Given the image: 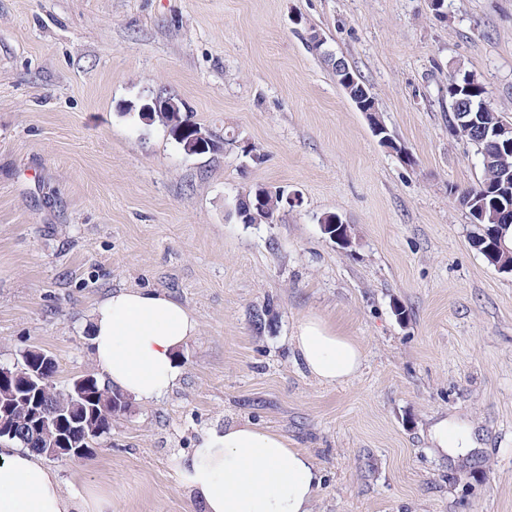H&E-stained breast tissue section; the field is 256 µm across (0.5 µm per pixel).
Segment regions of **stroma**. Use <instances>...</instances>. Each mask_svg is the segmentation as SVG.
<instances>
[{"label":"stroma","mask_w":512,"mask_h":512,"mask_svg":"<svg viewBox=\"0 0 512 512\" xmlns=\"http://www.w3.org/2000/svg\"><path fill=\"white\" fill-rule=\"evenodd\" d=\"M456 66L512 119V0H0V366L40 349L57 386L100 375L92 313L117 288L168 293L199 322L169 393L130 400L92 457L50 460L67 491L191 512L179 456L251 420L312 455L314 512H512V273L474 248L458 201L483 166L448 130ZM158 94L210 149L144 124ZM259 187L301 204L239 223ZM329 214L351 247L323 233ZM312 314L359 344L349 382L297 362ZM442 420L475 448L435 454ZM337 62L338 73L340 74L339 86L345 95L359 112H363L370 124L373 135L378 138L379 142L384 146L396 148L397 146L388 134L385 124L380 119L379 109L376 100L370 93V88L359 82L348 65L342 62V58L337 59ZM321 227L325 234L333 239L342 247H350L352 245V233L349 224H345L339 216L336 215L334 221H328L326 218L321 220ZM339 227L337 230L336 228Z\"/></svg>","instance_id":"35a3bbf8"}]
</instances>
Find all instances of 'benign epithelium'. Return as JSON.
I'll return each mask as SVG.
<instances>
[{
  "label": "benign epithelium",
  "instance_id": "obj_1",
  "mask_svg": "<svg viewBox=\"0 0 512 512\" xmlns=\"http://www.w3.org/2000/svg\"><path fill=\"white\" fill-rule=\"evenodd\" d=\"M339 86L356 109L367 118L372 133L379 142L387 147H395L385 124L379 116L376 100L370 88L359 82L348 65L337 59ZM456 97V112L448 124L449 131L459 137L463 133L474 131L480 139L493 138L497 141L499 155L485 159V165L495 163L499 167L503 195L512 194V122L499 114L485 111L483 87L471 78L451 85ZM144 113L155 120L159 117L163 123L186 128L184 135L186 151L196 153L205 149L212 141V133L198 127H185L181 115L180 103L172 96L157 95L152 98V105ZM473 223L512 224V205L486 213L475 211ZM321 227L329 238L342 247L352 245L350 225L341 218L333 221L321 220ZM490 264L498 270L512 273V247L503 242L486 251ZM46 357L37 366L30 360L24 365L16 364L11 368L0 367V437L21 436L28 433L45 435L42 452L49 458L87 459L92 455V439L97 430L84 426L85 412L82 400L89 396V391L96 386V378L83 375L76 378L67 389L70 407L67 410L50 411L45 407L44 396L50 393L48 377L50 362Z\"/></svg>",
  "mask_w": 512,
  "mask_h": 512
}]
</instances>
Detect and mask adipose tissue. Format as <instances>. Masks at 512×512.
Wrapping results in <instances>:
<instances>
[{
	"mask_svg": "<svg viewBox=\"0 0 512 512\" xmlns=\"http://www.w3.org/2000/svg\"><path fill=\"white\" fill-rule=\"evenodd\" d=\"M197 332L194 314L181 302L123 288L94 310L93 354L107 384L150 403L176 385L177 351ZM293 341L318 382L344 383L361 368L359 345L321 317L302 321ZM177 467L201 512H313L322 484L307 451L249 420L203 432ZM0 512H112V499L103 492L64 493L58 470L6 441L0 443Z\"/></svg>",
	"mask_w": 512,
	"mask_h": 512,
	"instance_id": "adipose-tissue-1",
	"label": "adipose tissue"
}]
</instances>
